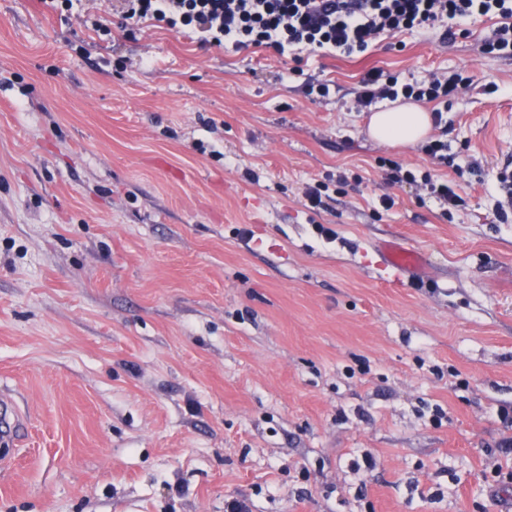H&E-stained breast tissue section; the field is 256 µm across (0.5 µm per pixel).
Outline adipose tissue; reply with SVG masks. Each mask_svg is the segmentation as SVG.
<instances>
[{"instance_id": "ef3b65f1", "label": "adipose tissue", "mask_w": 512, "mask_h": 512, "mask_svg": "<svg viewBox=\"0 0 512 512\" xmlns=\"http://www.w3.org/2000/svg\"><path fill=\"white\" fill-rule=\"evenodd\" d=\"M430 126L428 112L415 103L405 102L373 113L368 134L383 145L413 146L427 135Z\"/></svg>"}]
</instances>
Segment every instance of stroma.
I'll list each match as a JSON object with an SVG mask.
<instances>
[{
  "instance_id": "1",
  "label": "stroma",
  "mask_w": 512,
  "mask_h": 512,
  "mask_svg": "<svg viewBox=\"0 0 512 512\" xmlns=\"http://www.w3.org/2000/svg\"><path fill=\"white\" fill-rule=\"evenodd\" d=\"M122 12L0 0V394L24 417L0 512H512L496 20L345 57L203 49ZM373 69L463 78L455 168L367 137ZM390 160L464 205L392 184ZM389 238L428 277L389 287Z\"/></svg>"
}]
</instances>
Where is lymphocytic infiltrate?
I'll use <instances>...</instances> for the list:
<instances>
[{
    "label": "lymphocytic infiltrate",
    "mask_w": 512,
    "mask_h": 512,
    "mask_svg": "<svg viewBox=\"0 0 512 512\" xmlns=\"http://www.w3.org/2000/svg\"><path fill=\"white\" fill-rule=\"evenodd\" d=\"M476 17L499 18L500 26L483 44L488 54L512 55V0H125V20L154 21L178 33L193 29L201 46L232 43L262 46L276 53L303 46L350 55L374 46L382 34L401 33L436 20L460 25ZM460 78L433 77L400 83L397 77L368 73L360 94L362 107L375 100L447 103ZM389 179L416 185L447 205L459 200L451 183L430 173L393 164Z\"/></svg>",
    "instance_id": "lymphocytic-infiltrate-1"
}]
</instances>
